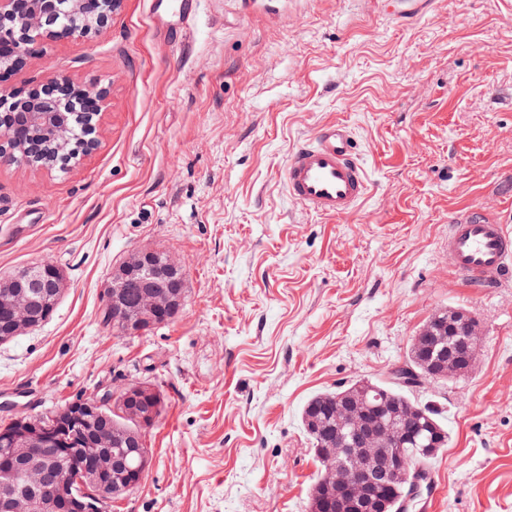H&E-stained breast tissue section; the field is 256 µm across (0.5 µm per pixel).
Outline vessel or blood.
<instances>
[{
    "label": "vessel or blood",
    "instance_id": "vessel-or-blood-1",
    "mask_svg": "<svg viewBox=\"0 0 512 512\" xmlns=\"http://www.w3.org/2000/svg\"><path fill=\"white\" fill-rule=\"evenodd\" d=\"M284 181L289 195L307 212L325 217L350 215L368 191L366 168L348 125H323L291 152ZM448 255L462 281L495 288L512 281V231L469 216L448 227Z\"/></svg>",
    "mask_w": 512,
    "mask_h": 512
}]
</instances>
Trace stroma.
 I'll use <instances>...</instances> for the list:
<instances>
[{"label":"stroma","instance_id":"35a3bbf8","mask_svg":"<svg viewBox=\"0 0 512 512\" xmlns=\"http://www.w3.org/2000/svg\"><path fill=\"white\" fill-rule=\"evenodd\" d=\"M194 0L180 42L161 0L50 42L13 82L107 90L97 144L45 171L0 161V280L50 261L54 316L0 343V406L39 415L106 385L165 398L153 462L111 512H308L306 400L384 378L440 308L483 339L465 376L415 389L450 428L432 512H512V283L452 273L448 226L512 230V0ZM354 131L369 176L342 219L306 212L288 156L323 124ZM184 265L185 305L149 334L101 323L113 271L143 248Z\"/></svg>","mask_w":512,"mask_h":512}]
</instances>
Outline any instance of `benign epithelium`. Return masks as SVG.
I'll list each match as a JSON object with an SVG mask.
<instances>
[{"instance_id": "1", "label": "benign epithelium", "mask_w": 512, "mask_h": 512, "mask_svg": "<svg viewBox=\"0 0 512 512\" xmlns=\"http://www.w3.org/2000/svg\"><path fill=\"white\" fill-rule=\"evenodd\" d=\"M120 0H0V70L20 71L42 53L44 42L101 32ZM105 88L78 85L64 76L48 75L32 86L0 82V160H23L37 169L70 165L97 143ZM156 250L135 253L113 273L103 298L111 324L125 336L141 335L181 307L183 265L166 257L154 264ZM52 287L44 285L42 272ZM143 276L145 289L127 299L129 279ZM64 276L52 262L27 277V285L5 290L10 310L0 342L37 326L40 310L58 302ZM479 322L462 309L434 311L412 338L411 362L399 368L395 382H440L469 371L481 344ZM160 391L147 382L123 386L120 397L109 392L82 397L49 418L15 413L0 425V512H73L97 509L137 488L151 465L144 434L158 421ZM411 411L370 384H358L336 397L331 419L336 437L319 444L324 466L318 473L311 512H382L381 492L402 485L411 464L403 447ZM73 454L82 464L62 474L56 461Z\"/></svg>"}]
</instances>
